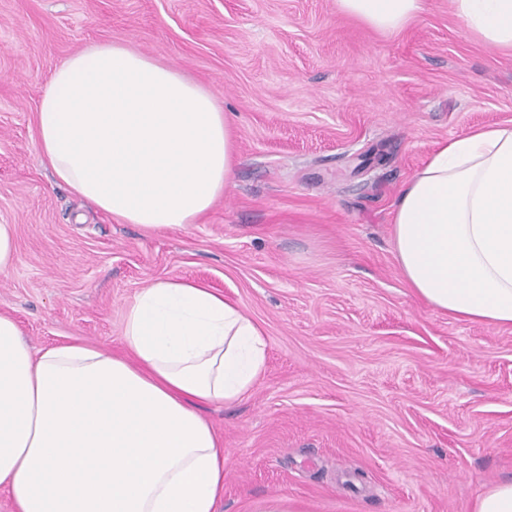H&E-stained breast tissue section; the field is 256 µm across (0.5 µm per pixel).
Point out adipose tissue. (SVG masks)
<instances>
[{
    "label": "adipose tissue",
    "mask_w": 512,
    "mask_h": 512,
    "mask_svg": "<svg viewBox=\"0 0 512 512\" xmlns=\"http://www.w3.org/2000/svg\"><path fill=\"white\" fill-rule=\"evenodd\" d=\"M469 34L512 51V0H453ZM386 36L425 0H336ZM43 162L121 224L177 231L212 208L237 165L215 95L122 43L63 60L41 88ZM400 275L436 310L512 326V125L443 141L401 192ZM122 354L85 343L33 350L0 312V490L15 512H217L224 450L203 407L242 401L267 342L237 303L163 279L127 306Z\"/></svg>",
    "instance_id": "obj_1"
}]
</instances>
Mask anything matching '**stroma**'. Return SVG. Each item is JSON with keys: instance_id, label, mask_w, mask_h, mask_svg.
<instances>
[{"instance_id": "1", "label": "stroma", "mask_w": 512, "mask_h": 512, "mask_svg": "<svg viewBox=\"0 0 512 512\" xmlns=\"http://www.w3.org/2000/svg\"><path fill=\"white\" fill-rule=\"evenodd\" d=\"M126 43L234 115L233 186L183 231L118 224L40 158V90L71 54ZM512 125V54L452 0L395 36L335 0H0V223L18 262L0 311L33 349L118 353L134 296L204 282L263 328L266 370L204 413L224 445L218 512L276 493L309 512H469L512 477V328L415 298L393 255L403 186L469 128ZM383 148V164L362 157Z\"/></svg>"}]
</instances>
